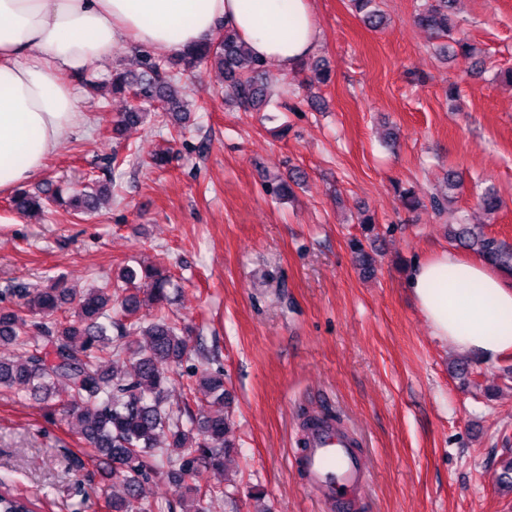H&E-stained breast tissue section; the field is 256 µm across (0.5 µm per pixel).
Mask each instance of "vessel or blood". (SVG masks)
<instances>
[{"label": "vessel or blood", "mask_w": 512, "mask_h": 512, "mask_svg": "<svg viewBox=\"0 0 512 512\" xmlns=\"http://www.w3.org/2000/svg\"><path fill=\"white\" fill-rule=\"evenodd\" d=\"M300 464L310 489L327 512H354L367 476L353 434L329 422L314 427L308 433Z\"/></svg>", "instance_id": "b4317fda"}]
</instances>
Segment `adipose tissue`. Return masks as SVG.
I'll list each match as a JSON object with an SVG mask.
<instances>
[{
    "instance_id": "obj_1",
    "label": "adipose tissue",
    "mask_w": 512,
    "mask_h": 512,
    "mask_svg": "<svg viewBox=\"0 0 512 512\" xmlns=\"http://www.w3.org/2000/svg\"><path fill=\"white\" fill-rule=\"evenodd\" d=\"M230 28L292 71L317 46L312 0H0V193L24 187L78 125L72 82L127 40L171 56ZM407 286L436 336L481 361L512 349V275L444 251Z\"/></svg>"
}]
</instances>
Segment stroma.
<instances>
[{
  "label": "stroma",
  "instance_id": "stroma-1",
  "mask_svg": "<svg viewBox=\"0 0 512 512\" xmlns=\"http://www.w3.org/2000/svg\"><path fill=\"white\" fill-rule=\"evenodd\" d=\"M383 29L349 0H313L320 29L312 65L269 64L273 96L242 112L214 69L182 78L192 112L180 138L152 122L113 136L125 97L82 93L76 128L31 188L70 192L118 159L111 202L13 218L0 194V288L6 283L119 284L123 268L172 277L167 312L189 328L170 406L224 410L238 467L208 471V512H324L296 467L301 418L337 417L361 440L370 475L357 512H512L500 478L512 459V351L483 363L434 336L406 286L407 268L452 249L458 219L512 244V0H460L456 19L477 53L439 51L415 0H378ZM459 96H448L449 86ZM170 161L155 167V154ZM301 172L293 197L265 184ZM463 187L449 211L432 194L450 173ZM503 201L477 206L475 182ZM420 205H404L399 188ZM376 220L364 237L357 217ZM374 260L363 273L349 247ZM224 375L213 404L196 372ZM106 479L45 402L0 389V487L36 512H108Z\"/></svg>",
  "mask_w": 512,
  "mask_h": 512
}]
</instances>
